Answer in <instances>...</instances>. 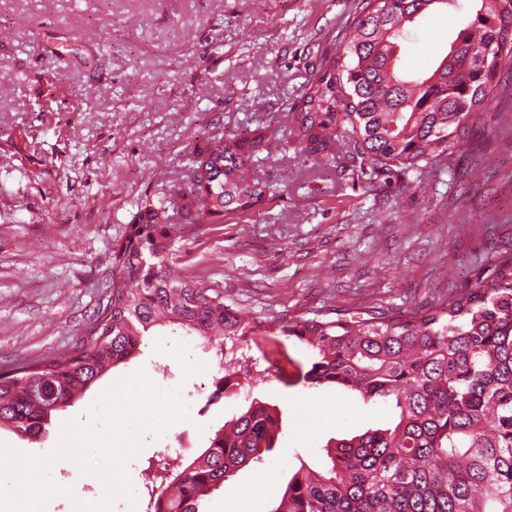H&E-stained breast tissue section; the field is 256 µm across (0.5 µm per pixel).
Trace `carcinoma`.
Segmentation results:
<instances>
[{
  "mask_svg": "<svg viewBox=\"0 0 512 512\" xmlns=\"http://www.w3.org/2000/svg\"><path fill=\"white\" fill-rule=\"evenodd\" d=\"M477 2L472 25L428 77L413 81L393 64L397 40L405 24L447 0H359L342 51L322 60L300 111L284 114L298 151L319 169L334 165L341 110L360 171L407 175L451 165L460 129L484 120L493 80L512 67V45L503 48L502 39L512 0ZM489 49L500 52L493 69L476 60ZM287 147L286 135L267 126L202 134L192 154H206L207 179L181 193L187 223L214 224L226 211L266 201L272 186L249 177V168L258 151ZM168 219L167 200L147 202L112 244L108 284L77 348L0 374V430L38 438L159 328L176 324L214 344L216 383L232 394L245 366L224 360V348L279 333L312 352L299 374L306 386L392 403L397 421L330 439L323 467L300 463L270 512H512V253H498L487 279L431 313L268 323L245 319L218 289L171 274ZM280 432L277 409L251 399L186 465L148 466L153 512H204L238 470L266 464Z\"/></svg>",
  "mask_w": 512,
  "mask_h": 512,
  "instance_id": "carcinoma-1",
  "label": "carcinoma"
}]
</instances>
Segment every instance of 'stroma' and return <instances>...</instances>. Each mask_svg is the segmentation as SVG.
<instances>
[{
    "mask_svg": "<svg viewBox=\"0 0 512 512\" xmlns=\"http://www.w3.org/2000/svg\"><path fill=\"white\" fill-rule=\"evenodd\" d=\"M358 0H0V371L76 348L106 286L112 244L146 201L187 183L191 143L204 131L275 124L298 104L323 57L342 46ZM475 0L432 8L406 27L401 69L424 73L474 18ZM341 143L332 171L295 149L258 152L253 177L277 191L215 224L172 219L174 273L223 291L260 320L308 319L378 309L434 311L487 278L512 250V100H492L470 126L451 167L422 175L356 179ZM206 373L183 378L170 357L143 350L96 381L39 439L1 430L0 442L44 454L63 421L113 379L149 370L181 387L191 420L148 444L129 464L139 501L147 467L180 449L197 453L238 415L246 396L278 406L276 479L249 466L207 503L239 512L250 485L269 512L300 463L320 465L331 438L394 421L393 405L352 391L309 389L298 372L310 356L294 338L251 340L247 395L207 403L217 359L199 337L169 326Z\"/></svg>",
    "mask_w": 512,
    "mask_h": 512,
    "instance_id": "1",
    "label": "stroma"
}]
</instances>
